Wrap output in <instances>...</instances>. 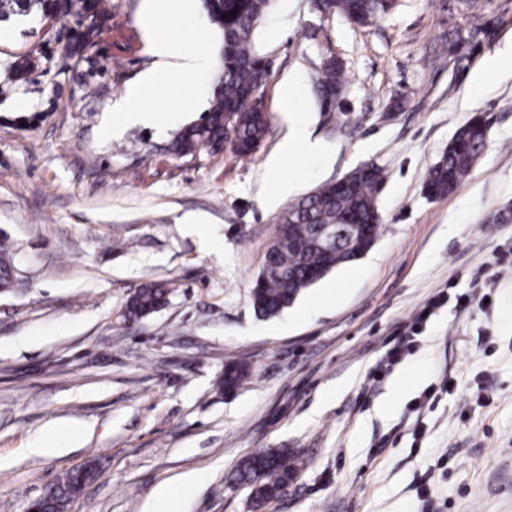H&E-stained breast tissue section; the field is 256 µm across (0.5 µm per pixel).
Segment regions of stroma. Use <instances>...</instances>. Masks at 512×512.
I'll use <instances>...</instances> for the list:
<instances>
[{
    "label": "stroma",
    "instance_id": "stroma-1",
    "mask_svg": "<svg viewBox=\"0 0 512 512\" xmlns=\"http://www.w3.org/2000/svg\"><path fill=\"white\" fill-rule=\"evenodd\" d=\"M106 6L107 32L71 53L74 19L0 24V249L17 271L0 292V512H27L83 463L96 477L68 512H146L162 484L178 512H254L231 475L266 448L288 449L300 469L261 512H512V0L483 9L485 35L463 41L457 61L442 41L466 32L465 0H392L363 27L311 0H270L256 35L272 60L270 125L244 159L168 150L208 109L211 72L149 93L161 121L107 132L155 58L144 0ZM186 8L167 25L218 55L201 0ZM26 54L33 63L16 73ZM331 58L346 83L324 112L316 86ZM291 77L323 150L273 177L264 163L290 131ZM183 95L184 111H169ZM476 115L481 156L453 192L427 197L428 169ZM370 163L387 175L373 247L278 317H257L251 285L294 201L268 205L275 178L306 195ZM188 214L201 223L185 225ZM478 280L487 300L463 302ZM147 282L168 283L169 303L122 321ZM438 294L412 350L374 377L388 342ZM231 360L251 376L224 393L216 381ZM447 377L453 388L422 403ZM63 421L83 425L78 443L32 454ZM189 473L198 487L183 484Z\"/></svg>",
    "mask_w": 512,
    "mask_h": 512
}]
</instances>
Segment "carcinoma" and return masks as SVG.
I'll use <instances>...</instances> for the list:
<instances>
[{"label":"carcinoma","instance_id":"cac0c4a2","mask_svg":"<svg viewBox=\"0 0 512 512\" xmlns=\"http://www.w3.org/2000/svg\"><path fill=\"white\" fill-rule=\"evenodd\" d=\"M269 3L270 0H202L206 14L220 34L222 66L216 75L217 85L209 108L199 121L177 131L170 153L194 158L203 151L216 154L228 149L238 157H246L265 136L269 119L256 105L264 91L263 53L256 45L254 33ZM313 4L323 14L338 13L363 26L391 8V0H313ZM103 5L104 0H0V22L31 14L42 18L49 10L60 19L72 16L77 24L72 41L80 45L94 41L104 32L107 12ZM345 80L342 65L334 59L327 60L317 89L324 111L336 110L337 101L330 92ZM486 133L483 121L474 118L458 128L446 155L427 172L425 188L429 196H444L465 179L485 148ZM385 181V173L379 167L357 168L346 175L345 182H328L282 212L250 291L257 315H279L305 289L337 267L359 259L372 247L381 223L377 198ZM347 215L367 224V230L329 248L322 246L316 228L340 224ZM171 293L164 283L142 285L128 298L123 318L138 319L157 312L168 303ZM249 376L245 362L229 361L224 365L220 384L224 391L234 392ZM298 470V462L288 449H267L242 459L232 481L250 485L252 503L259 508L295 480ZM86 484V477L71 470L54 485L55 494L72 499Z\"/></svg>","mask_w":512,"mask_h":512}]
</instances>
